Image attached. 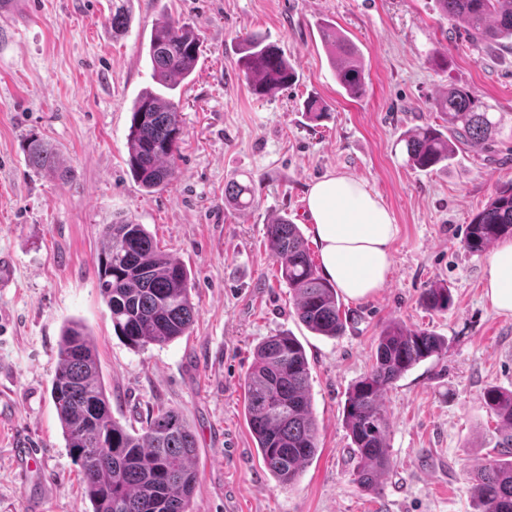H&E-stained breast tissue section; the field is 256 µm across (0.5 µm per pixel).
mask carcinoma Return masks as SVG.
<instances>
[{
    "mask_svg": "<svg viewBox=\"0 0 512 512\" xmlns=\"http://www.w3.org/2000/svg\"><path fill=\"white\" fill-rule=\"evenodd\" d=\"M437 3L441 16L462 25L472 39L512 46V0ZM319 32L338 84L350 97H361L366 75L356 46L331 23L322 24ZM147 52L157 87L142 90L133 103L128 154L132 176L151 193L175 179L183 125L173 91L193 74L200 39L172 20H161L151 29ZM241 65L259 95L279 90L294 78L282 50L258 34L244 40ZM434 108L445 117V124L410 130L401 137L412 168L426 171L441 165L452 160L460 147L491 141L499 132V123L489 117L487 106L472 90L450 87L435 100ZM304 109L313 121L328 113V106L317 98L307 100ZM26 149L33 167L63 183L69 181V170L49 143L34 136ZM252 197L254 188L236 181L224 191L225 200L238 207L249 205ZM506 237H512V182L501 186L474 216L463 246L477 254ZM266 248L293 294L300 322L322 336L342 335L346 320L338 293L318 275L299 227L286 219L267 225ZM98 286L115 333L135 349L167 345L186 335L195 322L188 269L161 251L145 225L132 219L118 217L104 226ZM421 303L428 310H446L450 291L427 288ZM444 348L441 337L400 321L380 331L372 368L348 392L344 406L355 459L354 482L363 490L379 493V479L391 467L385 393L402 375ZM244 393L246 420L258 456L280 483H295L318 452L310 367L300 341L280 334L262 342L245 377ZM51 396L92 512H193L198 472L192 428L174 409L147 414L139 431L112 417L94 337L79 320L62 328ZM482 401L498 421L497 454L470 470L469 481L479 512H512V391L489 387Z\"/></svg>",
    "mask_w": 512,
    "mask_h": 512,
    "instance_id": "1",
    "label": "carcinoma"
}]
</instances>
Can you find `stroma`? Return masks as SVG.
Instances as JSON below:
<instances>
[{
    "instance_id": "1",
    "label": "stroma",
    "mask_w": 512,
    "mask_h": 512,
    "mask_svg": "<svg viewBox=\"0 0 512 512\" xmlns=\"http://www.w3.org/2000/svg\"><path fill=\"white\" fill-rule=\"evenodd\" d=\"M29 13L0 32V256L12 282L0 288V512H89L64 440L51 385L64 323L82 320L96 341L112 415L138 425L173 408L197 440L194 512H475L469 469L494 454L497 420L485 388L512 390V315L485 296L486 254L463 248L467 226L496 187L512 181V49L487 50L448 22L436 0H131L127 32H113V0H27ZM167 17L192 27L201 53L175 95L183 141L176 177L144 192L128 165L132 103L153 86L145 45ZM336 25L359 48L366 92L336 81L317 24ZM251 33L276 43L297 79L264 98L239 67ZM478 92L501 124L488 144L465 146L430 172L407 162L404 131L443 122L433 106L448 86ZM316 96L329 107L312 123ZM37 136L71 171L63 183L29 166ZM336 172L365 182L398 233L392 268L377 293L342 298L343 335L309 331L265 245L267 224L310 222L305 189ZM232 180L252 182L247 208L224 201ZM124 216L191 273L197 310L190 332L134 349L116 336L97 286L100 235ZM451 291L447 310L423 307L425 288ZM398 320L447 347L404 374L384 397L392 466L371 494L353 480L343 408L372 363L376 339ZM287 333L310 363L319 450L293 485L258 457L244 417L243 380L255 348ZM40 449L42 467L20 476L18 438Z\"/></svg>"
}]
</instances>
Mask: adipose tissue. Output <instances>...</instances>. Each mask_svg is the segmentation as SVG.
Instances as JSON below:
<instances>
[{
    "label": "adipose tissue",
    "mask_w": 512,
    "mask_h": 512,
    "mask_svg": "<svg viewBox=\"0 0 512 512\" xmlns=\"http://www.w3.org/2000/svg\"><path fill=\"white\" fill-rule=\"evenodd\" d=\"M305 201L324 277L352 300L383 288L398 228L378 195L363 181L330 173L307 188ZM485 296L499 313L512 314V241L488 256Z\"/></svg>",
    "instance_id": "1"
}]
</instances>
